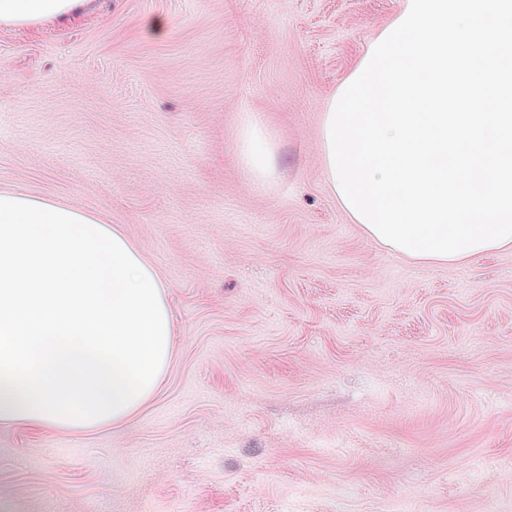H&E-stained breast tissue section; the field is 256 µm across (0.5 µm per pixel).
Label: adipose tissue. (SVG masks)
<instances>
[{
  "label": "adipose tissue",
  "instance_id": "ef3b65f1",
  "mask_svg": "<svg viewBox=\"0 0 512 512\" xmlns=\"http://www.w3.org/2000/svg\"><path fill=\"white\" fill-rule=\"evenodd\" d=\"M86 0H0V27L63 21ZM240 160L269 182L267 130L246 122ZM175 316L154 266L96 214L0 192V424L83 435L118 426L155 395Z\"/></svg>",
  "mask_w": 512,
  "mask_h": 512
}]
</instances>
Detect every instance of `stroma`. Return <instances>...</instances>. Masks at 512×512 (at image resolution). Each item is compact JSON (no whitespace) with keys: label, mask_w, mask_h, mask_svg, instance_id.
Listing matches in <instances>:
<instances>
[{"label":"stroma","mask_w":512,"mask_h":512,"mask_svg":"<svg viewBox=\"0 0 512 512\" xmlns=\"http://www.w3.org/2000/svg\"><path fill=\"white\" fill-rule=\"evenodd\" d=\"M404 5L94 0L0 30V189L119 227L176 324L125 424L0 425V512H512V250H388L319 160L329 98ZM248 117L273 184L239 160Z\"/></svg>","instance_id":"obj_1"}]
</instances>
